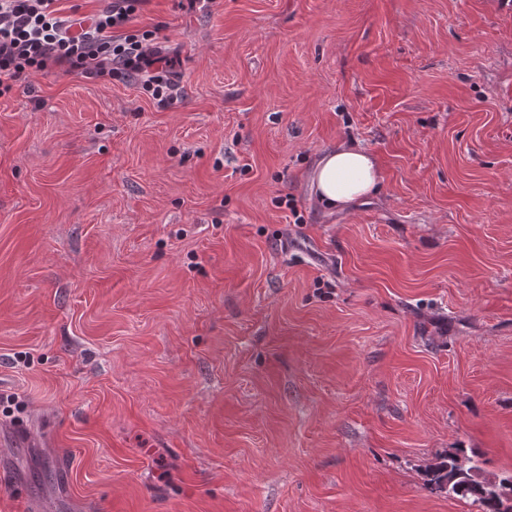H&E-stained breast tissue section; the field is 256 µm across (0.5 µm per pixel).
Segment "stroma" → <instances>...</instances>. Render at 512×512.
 <instances>
[{"label":"stroma","mask_w":512,"mask_h":512,"mask_svg":"<svg viewBox=\"0 0 512 512\" xmlns=\"http://www.w3.org/2000/svg\"><path fill=\"white\" fill-rule=\"evenodd\" d=\"M140 83L0 94V512H476L512 475V0H146ZM371 151L376 195L308 175ZM309 181L320 203L344 209L377 189L380 172L376 158L369 151L342 145L317 161ZM459 456L466 457L471 463L470 466L461 469L457 465ZM482 464L483 461L479 460L476 453L469 456L465 449L458 448L455 453L443 456L428 466L429 484L441 491H448V494L471 500L470 504L478 512H512V475L498 479L499 486L510 482L511 504L506 505L507 500L491 492V479L486 476Z\"/></svg>","instance_id":"stroma-1"}]
</instances>
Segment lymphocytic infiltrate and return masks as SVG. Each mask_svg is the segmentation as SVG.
<instances>
[{"label":"lymphocytic infiltrate","instance_id":"f902f5d3","mask_svg":"<svg viewBox=\"0 0 512 512\" xmlns=\"http://www.w3.org/2000/svg\"><path fill=\"white\" fill-rule=\"evenodd\" d=\"M143 0H111L91 16L60 14L57 0H0V86L12 88L27 71L59 69L68 75L138 81L153 96L170 99L169 63L154 32H127Z\"/></svg>","mask_w":512,"mask_h":512}]
</instances>
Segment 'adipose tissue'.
<instances>
[{
    "label": "adipose tissue",
    "instance_id": "1",
    "mask_svg": "<svg viewBox=\"0 0 512 512\" xmlns=\"http://www.w3.org/2000/svg\"><path fill=\"white\" fill-rule=\"evenodd\" d=\"M309 181L320 203L343 209L371 195L379 185L380 172L376 158L369 151L342 145L317 161Z\"/></svg>",
    "mask_w": 512,
    "mask_h": 512
}]
</instances>
